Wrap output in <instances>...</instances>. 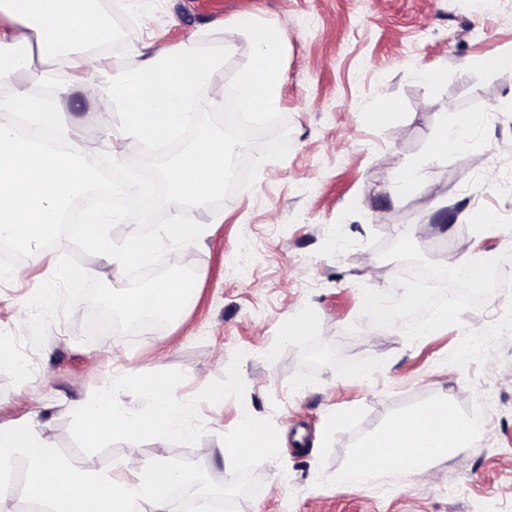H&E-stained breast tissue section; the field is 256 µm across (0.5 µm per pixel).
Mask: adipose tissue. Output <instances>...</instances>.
I'll list each match as a JSON object with an SVG mask.
<instances>
[{
	"label": "adipose tissue",
	"mask_w": 512,
	"mask_h": 512,
	"mask_svg": "<svg viewBox=\"0 0 512 512\" xmlns=\"http://www.w3.org/2000/svg\"><path fill=\"white\" fill-rule=\"evenodd\" d=\"M244 34L253 50L251 65L237 75L243 111L269 114L280 110L285 81V35L275 25L250 18L231 26L224 49L203 54L193 45L148 55L138 69L122 73L104 67L86 81L92 93L110 95L123 114L120 136L110 121L85 131V138L107 139L113 157L138 144L160 141L194 124L204 103L198 95L223 70L224 60L236 51V36ZM110 20L98 0H0V79L26 70L30 45L70 68L84 67L89 44L110 37ZM141 389L151 399L147 416L131 420L110 390L83 414L89 445L133 432L160 438L173 431L180 403L168 395L166 382L152 372L141 375ZM479 420H460L447 402L440 401L390 423L359 449L342 474L355 487L372 471L387 469L423 473L432 460L456 459L464 454ZM29 459L26 488L31 499L47 503L51 512H170L169 488L195 475L197 466L180 470L151 461L123 474H103L60 459L54 448L25 424L0 427V469L15 452ZM278 443L261 425L248 422L225 442V459L274 458Z\"/></svg>",
	"instance_id": "obj_1"
}]
</instances>
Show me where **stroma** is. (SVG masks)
I'll use <instances>...</instances> for the list:
<instances>
[{
  "instance_id": "obj_1",
  "label": "stroma",
  "mask_w": 512,
  "mask_h": 512,
  "mask_svg": "<svg viewBox=\"0 0 512 512\" xmlns=\"http://www.w3.org/2000/svg\"><path fill=\"white\" fill-rule=\"evenodd\" d=\"M123 11L132 28L87 69L134 70L146 44L157 51L191 40L200 52L220 51L245 13L280 27L289 150L219 208L190 209L202 234L165 256L175 264L193 254L196 284L179 318L132 336L90 337L91 309L79 304L78 316L50 322L44 347L30 355V379L15 384L0 373V425L33 423L60 457L102 472L158 458L177 468L212 449L194 482L239 486L238 512H512V327L504 325L512 267L427 336L410 319L374 324L366 309L370 295L422 270L434 273L429 294L459 293L465 284L448 269L462 245L512 257V68L486 66L512 54V0L491 10L455 0H126ZM29 65L45 78L59 74L37 52ZM435 71L436 84L427 78ZM62 77L54 101L74 142L88 155L109 152L108 142L82 134L105 115L120 131L117 104ZM390 99L398 110L373 124L370 112ZM471 115L479 123L465 126ZM445 127L461 129L464 142L433 157ZM410 165L418 180L399 189L395 177ZM477 213L492 223H475ZM70 248L23 259L0 281V331L27 335L25 303ZM300 313L307 319L298 326ZM314 347L326 356L312 365ZM360 363L371 376L360 377ZM145 370L165 379L193 439L129 434L88 447L80 413L100 390L118 387L132 417L149 413ZM439 401L462 420L482 419L464 459L433 462L423 476L379 470L357 487L341 482L367 441ZM340 411L347 420L336 421ZM248 420L279 443L278 456L225 462V440Z\"/></svg>"
}]
</instances>
